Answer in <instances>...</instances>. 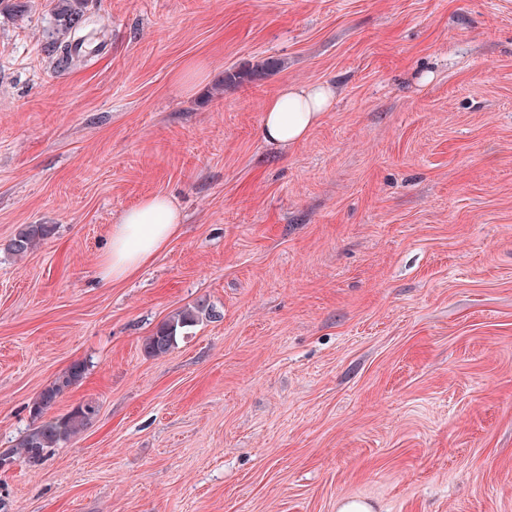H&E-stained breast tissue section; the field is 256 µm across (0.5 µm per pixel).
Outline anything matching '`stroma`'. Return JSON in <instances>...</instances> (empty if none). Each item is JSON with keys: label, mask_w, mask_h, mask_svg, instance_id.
<instances>
[{"label": "stroma", "mask_w": 512, "mask_h": 512, "mask_svg": "<svg viewBox=\"0 0 512 512\" xmlns=\"http://www.w3.org/2000/svg\"><path fill=\"white\" fill-rule=\"evenodd\" d=\"M0 12V452L52 408L93 421L0 470L7 512H512V0H54ZM336 102L293 150L283 86ZM155 194L179 234L99 262ZM28 224L55 231L26 255ZM212 306L174 348L143 342ZM83 0H57L54 8L55 38L54 47L60 49L57 61L60 65H69L79 47H82L90 34H83L86 29L84 14L80 9ZM335 99L336 89L327 83L285 87L265 105L263 140L276 151L288 152L307 138ZM181 221L179 210L161 195L125 211L112 226L110 246L101 261L102 277L120 281L134 276L179 231ZM203 315H211L203 306L197 305L177 312L145 339L144 350L152 356L166 354L177 343L181 330L193 326ZM84 372V363H72L68 370L46 387L32 404L34 423L17 446L21 448L29 464H41L54 448H59L69 441L96 416V406L88 402L73 407L64 415L44 419L47 411L82 379Z\"/></svg>", "instance_id": "obj_1"}]
</instances>
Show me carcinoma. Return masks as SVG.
I'll use <instances>...</instances> for the list:
<instances>
[{"label": "carcinoma", "instance_id": "1", "mask_svg": "<svg viewBox=\"0 0 512 512\" xmlns=\"http://www.w3.org/2000/svg\"><path fill=\"white\" fill-rule=\"evenodd\" d=\"M80 4L81 0H56L53 45L60 50L58 63L64 66L73 62L78 48L88 40V35L84 34L86 19ZM54 230L55 227L50 224H29L13 239L11 249L17 255L25 254L51 237ZM204 315L209 316L211 312L201 305L177 312L145 339L144 350L152 356L167 353L177 343L181 330L192 326ZM84 372V363H72L68 370L46 387L32 404L34 423L18 443L29 464H41L53 449L69 441L96 416V406L88 402L77 405L58 417L44 419L47 411L82 379Z\"/></svg>", "mask_w": 512, "mask_h": 512}]
</instances>
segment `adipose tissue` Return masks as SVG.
<instances>
[{
  "mask_svg": "<svg viewBox=\"0 0 512 512\" xmlns=\"http://www.w3.org/2000/svg\"><path fill=\"white\" fill-rule=\"evenodd\" d=\"M336 99L327 83L285 87L265 105L262 137L267 145L287 152L304 141ZM182 217L161 195L142 200L125 211L112 227L108 250L102 257L104 279L120 281L134 276L178 232Z\"/></svg>",
  "mask_w": 512,
  "mask_h": 512,
  "instance_id": "1",
  "label": "adipose tissue"
}]
</instances>
